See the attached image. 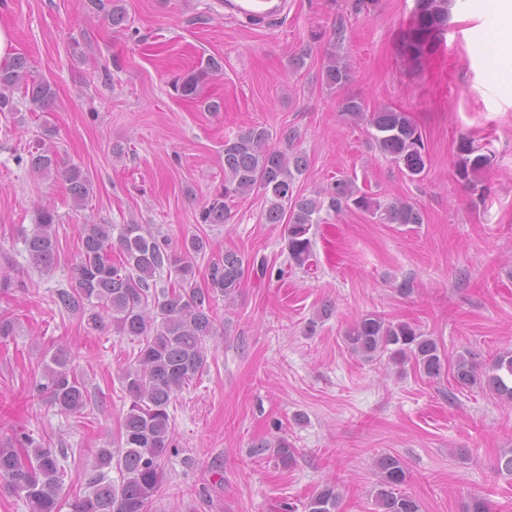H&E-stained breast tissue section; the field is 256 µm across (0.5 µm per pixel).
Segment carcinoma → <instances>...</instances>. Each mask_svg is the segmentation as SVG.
Instances as JSON below:
<instances>
[{"mask_svg":"<svg viewBox=\"0 0 512 512\" xmlns=\"http://www.w3.org/2000/svg\"><path fill=\"white\" fill-rule=\"evenodd\" d=\"M448 22V0H416L413 17L402 43V54L416 61L432 51ZM222 70L210 57L173 81L175 92L187 101L201 99L208 78ZM350 65L336 52L326 56L322 81L329 88L349 80ZM21 90L33 112L54 111V86L33 75L29 58L18 54L0 67V114L15 116L14 91ZM339 112L354 125L374 130L371 138L380 150L405 169L411 180L422 178L427 151L421 130L408 113L391 108L369 111L357 96L339 104ZM268 128L253 125L235 138L224 141V186L202 206L198 222L224 224L229 215L227 202L254 192L265 199L262 217L266 224L287 225L286 249L289 265L311 266L314 256L312 228L327 209L336 214L361 211L381 224H422L420 207L406 199L387 203L342 175L308 197L295 188L297 177L306 171V155L298 136L290 132L281 143H272ZM493 162V154L463 140L457 147L456 176L484 198L481 173ZM59 155L44 140L28 151L31 173L44 179L58 173ZM76 206H81L92 189L89 176L80 166L64 171ZM57 216L48 206L38 209L35 224L24 235L29 260L39 270L51 268L58 255ZM117 241L120 261H112V241ZM210 248L208 239L193 235L177 248L169 239L151 231L147 224H85L82 250L72 268V285L55 292L54 303L66 314L86 320L92 328L109 318L122 336L139 343L137 366L123 372V383L131 399L120 426L117 448L98 449L86 490L63 492L65 469L56 451L34 441L29 435L0 442V482L27 503L30 512H150L163 477L164 457L178 452L173 442L169 406L172 397L207 366L205 340L214 332L212 303L218 297L231 303L249 274L266 275L264 261L248 260L234 250L213 253L207 265L206 284L194 280L193 261ZM179 275L177 286L156 290L150 284L162 269ZM348 349L365 360L388 354L395 363L412 362L430 378L445 368L461 388L481 387L504 402L512 403V350L498 353L490 369L482 370L479 356L467 350L448 361L437 341L404 321L392 322L370 312L361 316L345 333ZM32 396H47L64 415L77 414L87 404L85 385L67 364L63 350L51 356L41 378L32 385ZM272 452L284 465L292 460L288 442L274 445L255 443L251 454L261 457ZM377 477L376 512H420V505L402 490L407 469L394 455L378 456L373 463ZM117 469L122 479L114 483L108 471ZM336 485L326 484L307 502V512H337Z\"/></svg>","mask_w":512,"mask_h":512,"instance_id":"cac0c4a2","label":"carcinoma"}]
</instances>
